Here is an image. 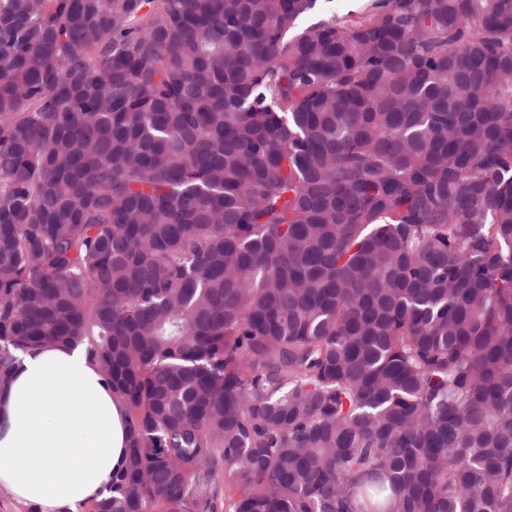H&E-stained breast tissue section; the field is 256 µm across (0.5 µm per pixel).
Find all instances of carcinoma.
Instances as JSON below:
<instances>
[{
    "mask_svg": "<svg viewBox=\"0 0 512 512\" xmlns=\"http://www.w3.org/2000/svg\"><path fill=\"white\" fill-rule=\"evenodd\" d=\"M0 0V391L83 345L89 512H512V0Z\"/></svg>",
    "mask_w": 512,
    "mask_h": 512,
    "instance_id": "carcinoma-1",
    "label": "carcinoma"
}]
</instances>
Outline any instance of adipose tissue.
<instances>
[{
	"label": "adipose tissue",
	"mask_w": 512,
	"mask_h": 512,
	"mask_svg": "<svg viewBox=\"0 0 512 512\" xmlns=\"http://www.w3.org/2000/svg\"><path fill=\"white\" fill-rule=\"evenodd\" d=\"M124 408L82 348L21 355L0 393V489L33 512H75L110 484Z\"/></svg>",
	"instance_id": "adipose-tissue-1"
}]
</instances>
